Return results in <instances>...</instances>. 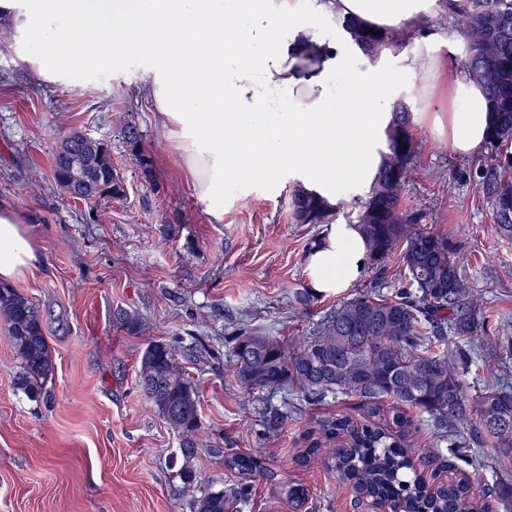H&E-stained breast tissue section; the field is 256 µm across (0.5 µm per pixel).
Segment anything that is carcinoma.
Wrapping results in <instances>:
<instances>
[{"label": "carcinoma", "mask_w": 512, "mask_h": 512, "mask_svg": "<svg viewBox=\"0 0 512 512\" xmlns=\"http://www.w3.org/2000/svg\"><path fill=\"white\" fill-rule=\"evenodd\" d=\"M448 13L468 43L444 78L451 81L463 74L482 83L490 104L487 155L472 178L499 230L511 235L512 0H448ZM338 23L369 52L393 38L369 33L353 21ZM394 112L389 153L361 201L356 224L369 263L383 270L398 258L405 285L391 295L363 292L344 301L292 346L257 331L241 334L232 349L231 371L248 393L294 391L309 403L335 393L359 397L366 422L343 411L317 414L310 419L305 451L324 454L340 480L397 512H512L511 482L487 488L479 501L468 478L432 487L407 474L411 465L403 438L413 423L410 409L426 412L443 425L468 429L469 436L482 444L491 442L495 455L511 462L512 389L496 387L469 396L458 367L465 355L436 350L449 331L458 336L482 332V300L461 275L448 233L420 228L424 215L402 205L417 174L412 166L417 144L406 105L398 103ZM122 139L130 159L152 180L153 160L139 130L125 126ZM52 176L66 194L79 185L88 203L125 192L112 168L111 144L77 130L58 142ZM344 205L342 198L332 205L297 187L291 193L297 224H331ZM0 320L20 359L23 389L37 399L55 371L43 319L28 297L0 284ZM137 376L146 400L180 438L172 480L189 497L190 512H239L238 498L204 485L196 467L199 394L180 367L175 348L149 342L139 357ZM380 415L385 416L383 425L374 422ZM224 469L245 478L264 476L261 461L249 455L225 456Z\"/></svg>", "instance_id": "cac0c4a2"}]
</instances>
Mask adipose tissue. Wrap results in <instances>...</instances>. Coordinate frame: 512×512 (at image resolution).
Returning <instances> with one entry per match:
<instances>
[{
  "mask_svg": "<svg viewBox=\"0 0 512 512\" xmlns=\"http://www.w3.org/2000/svg\"><path fill=\"white\" fill-rule=\"evenodd\" d=\"M40 78L78 76L133 54L142 65L137 93L154 107L210 217L224 219V186L234 178L336 201L340 186L369 188L388 151L393 109L409 89L428 100L445 94L444 112H420L418 125L447 140L454 155L484 145L489 123L483 86L439 75L466 46L449 40L439 54L426 26L447 13L445 0H236L241 26L224 0H0ZM352 17L386 31L411 28L378 52L346 32L327 36L316 18ZM260 54H250L253 45ZM41 250L30 221L0 201V281L36 268ZM367 262L365 242L348 224L332 225L309 258L310 283L324 293L347 287Z\"/></svg>",
  "mask_w": 512,
  "mask_h": 512,
  "instance_id": "obj_1",
  "label": "adipose tissue"
}]
</instances>
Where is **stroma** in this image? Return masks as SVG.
Segmentation results:
<instances>
[{
  "label": "stroma",
  "mask_w": 512,
  "mask_h": 512,
  "mask_svg": "<svg viewBox=\"0 0 512 512\" xmlns=\"http://www.w3.org/2000/svg\"><path fill=\"white\" fill-rule=\"evenodd\" d=\"M140 74L139 59L126 57L73 84L39 78L13 33L0 28V200L32 220L42 254L39 267L14 286L38 308L55 356L44 398L31 400L0 325V512H190L169 470L179 437L138 386L139 356L151 340L178 348L199 392L197 465L212 488H244L241 512H362L357 490L323 458L298 459L310 417L336 410L362 417L357 397L286 405L278 394L242 391L227 360L242 331L291 344L359 292L394 293L402 284L399 261L383 272L365 267L347 288L301 307L295 292L310 285L309 244L326 237L329 225L294 223L288 180L273 192L257 179L229 183L224 220L213 221L151 103L133 93ZM127 122L143 134L155 181L145 180L117 138ZM74 130L111 141L125 188L94 212L51 176L56 145ZM412 134L418 174L403 203L425 213L428 229L447 232L463 275L483 299L484 335L447 341L450 353L469 352L463 378L475 396L512 370L505 352L512 339V236L498 230L468 179L478 156H454L430 130ZM167 220L181 224L179 236L163 234ZM121 308L139 313L141 333L128 334L116 321ZM272 405L287 408L275 433L265 424ZM410 415L413 457L436 450L452 464L436 477L420 468L424 480L476 475L484 483L512 482V464L489 450H456L428 414ZM228 448L261 456L268 477L240 482L225 474ZM281 482L305 488L301 506L278 494Z\"/></svg>",
  "instance_id": "obj_1"
}]
</instances>
